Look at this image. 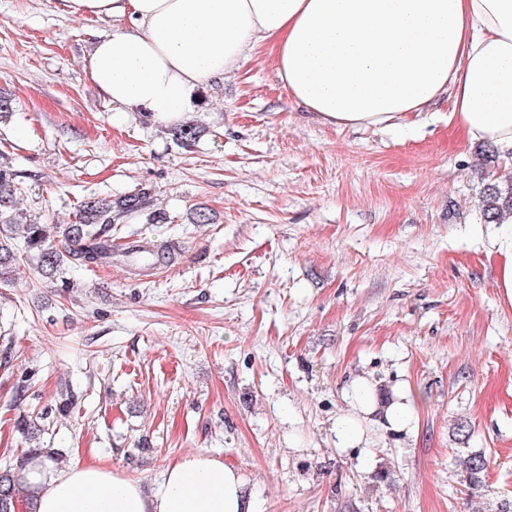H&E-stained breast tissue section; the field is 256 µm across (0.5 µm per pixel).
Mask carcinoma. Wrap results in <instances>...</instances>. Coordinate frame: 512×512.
Wrapping results in <instances>:
<instances>
[{"instance_id":"1","label":"carcinoma","mask_w":512,"mask_h":512,"mask_svg":"<svg viewBox=\"0 0 512 512\" xmlns=\"http://www.w3.org/2000/svg\"><path fill=\"white\" fill-rule=\"evenodd\" d=\"M174 136L182 146H189L198 137L191 123L174 128ZM17 203L14 173L0 166V276L10 272L19 262L31 261L47 277H53L66 264L87 268L112 258V224L126 214L146 208L147 193L125 195L115 201L89 197L79 209L77 223L20 224L16 219ZM481 219L486 224H499L512 216V181L503 185L493 181L483 189L480 199ZM62 231L69 247L58 250L52 244V229ZM53 448H33L29 455L12 469L0 472V512H30L34 491L26 480V470L34 463L43 467L58 460ZM462 482L476 490L483 486L487 461L480 454L460 455L455 460Z\"/></svg>"}]
</instances>
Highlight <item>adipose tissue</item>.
I'll list each match as a JSON object with an SVG mask.
<instances>
[{
  "mask_svg": "<svg viewBox=\"0 0 512 512\" xmlns=\"http://www.w3.org/2000/svg\"><path fill=\"white\" fill-rule=\"evenodd\" d=\"M92 20L128 18L84 58L119 112L181 121L197 88L263 42L291 99L322 123L386 128L449 96L470 142L512 150V0H63ZM496 286L512 308V220L497 227ZM350 397L390 431L416 422L410 391ZM35 512H257L238 471L205 452L171 463L157 488L97 463L32 467Z\"/></svg>",
  "mask_w": 512,
  "mask_h": 512,
  "instance_id": "adipose-tissue-1",
  "label": "adipose tissue"
}]
</instances>
